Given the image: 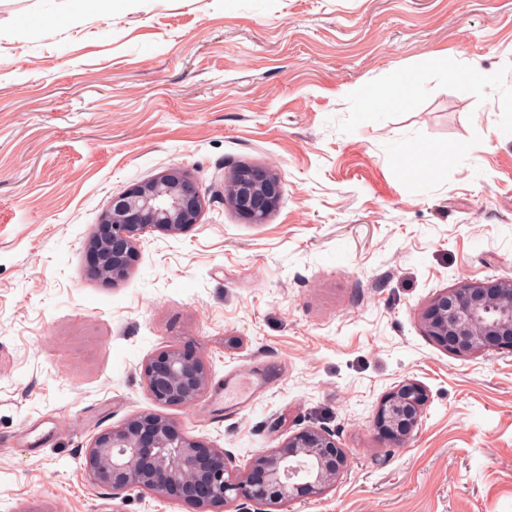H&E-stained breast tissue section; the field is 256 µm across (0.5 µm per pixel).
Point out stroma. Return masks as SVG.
Here are the masks:
<instances>
[{
    "instance_id": "obj_1",
    "label": "stroma",
    "mask_w": 512,
    "mask_h": 512,
    "mask_svg": "<svg viewBox=\"0 0 512 512\" xmlns=\"http://www.w3.org/2000/svg\"><path fill=\"white\" fill-rule=\"evenodd\" d=\"M63 3L0 0V512H195L86 475L93 437L143 414L236 472L329 431L340 478L277 512H512V351L421 325L461 280L512 278V0ZM244 163L281 177L266 223L224 204ZM170 167L198 224L92 277L113 196ZM178 344L210 383L162 405L142 367ZM408 380L428 403L394 445L374 417Z\"/></svg>"
}]
</instances>
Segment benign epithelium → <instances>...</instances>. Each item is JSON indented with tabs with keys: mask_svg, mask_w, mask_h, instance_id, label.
Segmentation results:
<instances>
[{
	"mask_svg": "<svg viewBox=\"0 0 512 512\" xmlns=\"http://www.w3.org/2000/svg\"><path fill=\"white\" fill-rule=\"evenodd\" d=\"M282 197L279 175L253 164L236 166L224 191V202L248 224L264 223ZM201 208L197 182L178 168L113 197L87 248L90 275L123 279L138 261L140 236L188 228L199 222ZM422 327L431 341L457 356L512 350V279L467 281L438 294L422 314ZM142 380L155 401L186 405L206 390L209 368L194 349L170 348L144 363ZM427 402L422 385L405 382L384 397L376 425L399 443L416 429ZM346 462L330 433L307 429L256 457L247 473L236 474L224 450L205 446L170 419L147 414L95 436L83 467L93 484L114 494L136 488L182 500L196 512H225L234 501L277 504L320 495Z\"/></svg>",
	"mask_w": 512,
	"mask_h": 512,
	"instance_id": "obj_1",
	"label": "benign epithelium"
}]
</instances>
